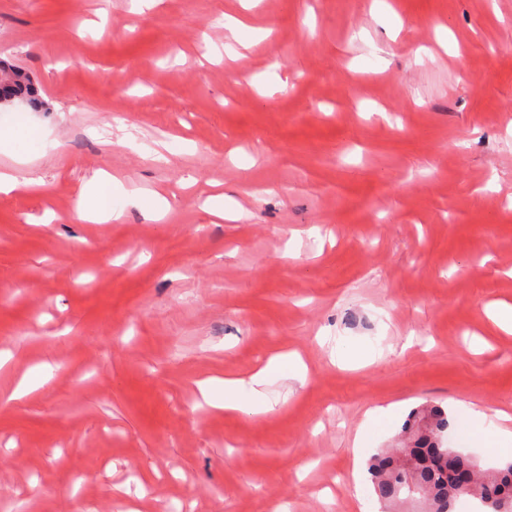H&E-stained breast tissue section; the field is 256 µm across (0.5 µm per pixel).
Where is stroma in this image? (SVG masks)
I'll list each match as a JSON object with an SVG mask.
<instances>
[{"label": "stroma", "instance_id": "1", "mask_svg": "<svg viewBox=\"0 0 512 512\" xmlns=\"http://www.w3.org/2000/svg\"><path fill=\"white\" fill-rule=\"evenodd\" d=\"M0 59L44 104L0 106V512H361L358 430L512 412V0H0ZM100 169L168 212L75 223ZM273 374H281L285 378L301 383L305 382L307 377L306 367L299 356L277 355L272 357L264 367L252 373L248 380L224 378V402H211L206 385L201 384L200 390L206 401L217 408L224 409L225 413L259 415L270 410V406L263 398L262 389L269 383ZM243 391H247L250 395V402L240 398L239 395Z\"/></svg>", "mask_w": 512, "mask_h": 512}]
</instances>
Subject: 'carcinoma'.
I'll use <instances>...</instances> for the list:
<instances>
[{
	"instance_id": "1",
	"label": "carcinoma",
	"mask_w": 512,
	"mask_h": 512,
	"mask_svg": "<svg viewBox=\"0 0 512 512\" xmlns=\"http://www.w3.org/2000/svg\"><path fill=\"white\" fill-rule=\"evenodd\" d=\"M0 83V104L27 101L39 106L28 75ZM453 420L439 405L422 406L409 415L402 430L405 440L380 450L368 466L379 502L406 512H454L462 498L478 501L489 512H512V462L484 467L480 458L448 441Z\"/></svg>"
}]
</instances>
